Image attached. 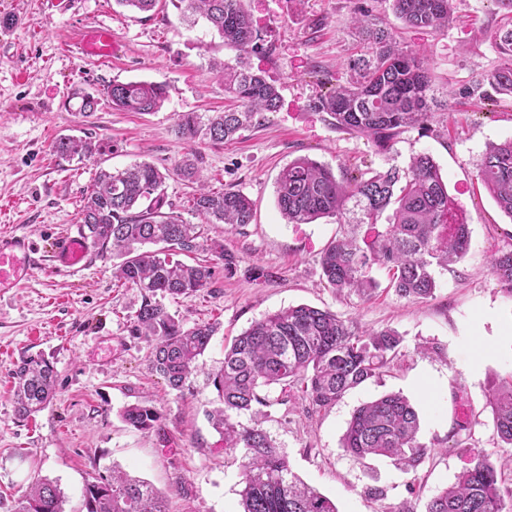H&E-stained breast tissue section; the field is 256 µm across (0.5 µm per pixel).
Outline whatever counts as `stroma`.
<instances>
[{
    "label": "stroma",
    "instance_id": "obj_1",
    "mask_svg": "<svg viewBox=\"0 0 512 512\" xmlns=\"http://www.w3.org/2000/svg\"><path fill=\"white\" fill-rule=\"evenodd\" d=\"M260 32L251 57L281 95L278 111L222 145L179 139L185 112L222 110L224 85L210 68L234 51L206 23L188 27L174 0L146 16L114 0H0V234L26 233L40 258L32 278L0 298V512L38 478L58 482L69 512H81L87 482L118 469L151 483L168 497L169 512H240L241 455L225 448L205 412L218 406L212 376L224 346L254 321L288 306L335 312L362 330L395 329L400 356L381 378L349 390L334 406L316 409L300 397L273 404L262 426L293 472L330 498L338 512H424L430 496L452 483L475 450L490 452L512 491V450L503 447L487 403L491 386L512 373V298L490 268L493 255L512 250V218L476 176L487 147L512 138V98L457 96L499 62L494 34L501 15L493 0H456L448 30L408 28L390 0H246ZM381 16L408 48L424 51L439 102L431 130H411L383 156L364 138L336 130L310 100L345 82L357 55L355 13ZM110 27L122 45L109 62L68 51L85 27ZM164 84L167 98L151 114L124 112L100 100L85 117L75 89L103 90L112 82ZM88 131L114 144L94 160L52 153L62 135ZM202 158L209 188H233L255 204L252 224L234 230L205 227L238 260L233 276L216 266L203 289L161 300L184 327L215 323L219 330L181 390L170 389L149 367L153 346L131 333L142 303L137 289L118 285L112 261L93 256L85 271L57 269L53 246L75 228L80 202L102 168L148 161L170 169L188 153ZM433 157L448 192L466 213L471 249L456 272L438 277L433 298L412 303L387 290L385 271L368 300L337 296L322 278L320 253L338 226L331 217L290 224L280 214L275 181L290 161L309 157L340 173ZM269 281L253 280L255 268ZM44 355L56 374V396L27 420L16 414L10 373L25 356ZM388 393L406 396L432 445L416 472L388 460L359 465L342 446L355 409ZM140 401L162 416L161 431L128 426L121 409Z\"/></svg>",
    "mask_w": 512,
    "mask_h": 512
}]
</instances>
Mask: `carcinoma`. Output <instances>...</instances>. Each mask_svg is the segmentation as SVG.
<instances>
[{
	"label": "carcinoma",
	"instance_id": "carcinoma-1",
	"mask_svg": "<svg viewBox=\"0 0 512 512\" xmlns=\"http://www.w3.org/2000/svg\"><path fill=\"white\" fill-rule=\"evenodd\" d=\"M140 13L155 10L160 0H115ZM189 26L206 21L236 51V64L213 63L224 80V95L233 107L203 118L183 113L175 123L177 137L219 145L253 125L256 116L280 106L278 88L254 69L250 55L260 35L244 0H179ZM395 15L411 27L434 32L448 29L452 0H391ZM507 22L495 33L500 63L469 89L489 86L512 96V0H494ZM355 28L366 53L349 63L347 82L310 103L328 115L339 131L366 138L379 154L387 153L409 131L429 130L437 99L426 56L398 45L382 19L364 12ZM112 107L149 113L166 99L162 84L114 82L103 89ZM79 111H96L98 94L77 89ZM112 145L86 133L62 135L52 146L62 158L103 155ZM197 155L182 159L173 171L150 162L124 169H100L78 211L80 229L97 253L112 259V276L139 289L142 304L132 333L154 342L151 369L180 390L199 356L217 331L212 323L185 328L157 301L159 295L190 294L206 287L214 267L188 257L206 249L224 263V274L236 269V258L224 243L204 239L203 225L232 229L252 222L253 203L237 190L214 191L202 179ZM478 179L499 208L512 218V139L489 147L476 164ZM196 185L189 199L202 223L186 224L174 211L165 184L170 175ZM276 203L290 224H311L333 217L340 226L322 251V278L339 296L369 298L379 287L374 269L389 275V288L409 302L433 296L436 272L461 262L471 245L469 224L457 222L456 206L438 165L426 153L411 157L405 169L391 165L341 177L313 159L298 157L276 179ZM367 228L369 235L360 236ZM158 249L149 250L147 246ZM497 282L512 294V250L492 257ZM402 338L384 328L360 332L328 309L291 306L253 322L224 349V364L213 378L222 406L208 412L224 447L241 449L242 512H338L328 497L303 483L270 434L257 423L272 405L262 390L300 387L316 409L327 408L350 389L383 375L401 352ZM14 399L21 417L44 409L53 399L55 372L40 356L22 358L11 372ZM488 404L500 440L512 447V381L491 389ZM250 413L253 425L233 419ZM123 420L137 430H161V416L146 403L126 406ZM419 415L409 399L389 393L364 403L353 413L342 446L363 464L380 456L405 473L414 472L434 448L419 439ZM502 476L491 454L477 451L449 486L434 494L425 512H512V495L501 490ZM59 484L38 478L16 502L15 512H67ZM83 512H167L166 497L150 483L112 470L87 483Z\"/></svg>",
	"mask_w": 512,
	"mask_h": 512
}]
</instances>
